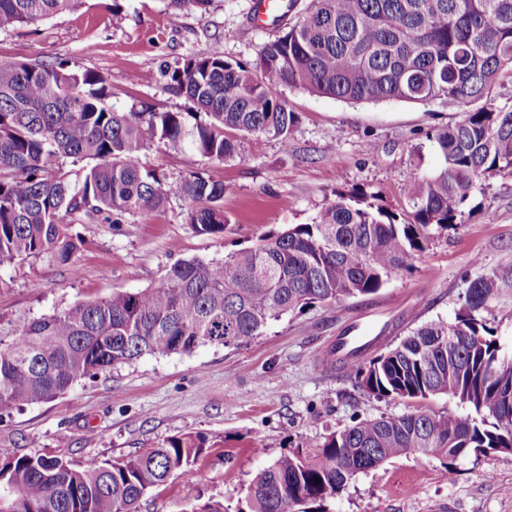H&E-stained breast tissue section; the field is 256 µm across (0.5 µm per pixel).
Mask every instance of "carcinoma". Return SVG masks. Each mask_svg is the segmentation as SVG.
Masks as SVG:
<instances>
[{
	"mask_svg": "<svg viewBox=\"0 0 512 512\" xmlns=\"http://www.w3.org/2000/svg\"><path fill=\"white\" fill-rule=\"evenodd\" d=\"M74 3L0 0V31L36 25ZM209 3L167 0L166 10L176 23ZM164 76L207 121L117 110L100 74L66 60H0V264L40 256L68 264L83 244L80 228L122 224L171 195L186 202L198 233H223L231 184L205 169L170 182L141 155L158 139L214 167L241 154L238 132L286 150L297 117L279 93L284 85L346 102L447 101L464 117L432 136L442 164L412 178L404 217L362 204L355 192L338 194L310 222L270 232L220 262L182 260L154 287L76 302L31 322L0 347V417L145 355L241 347L290 313L375 294L425 252L430 230L462 223L463 204L488 176L512 173V109L494 96L500 80H512V0H311L254 64L214 53ZM68 162L80 165L74 180L64 172ZM511 278H480L454 321L427 322L369 363L349 364L374 396L446 394L468 412L361 420L311 456L276 459L235 512H311L356 474L407 454L450 464L512 452V358L500 355L480 316ZM207 444L200 433L172 436L92 469L55 456L0 454V512H140L149 490L195 464Z\"/></svg>",
	"mask_w": 512,
	"mask_h": 512,
	"instance_id": "1",
	"label": "carcinoma"
}]
</instances>
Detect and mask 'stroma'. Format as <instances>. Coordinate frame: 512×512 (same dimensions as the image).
I'll return each mask as SVG.
<instances>
[{
	"label": "stroma",
	"mask_w": 512,
	"mask_h": 512,
	"mask_svg": "<svg viewBox=\"0 0 512 512\" xmlns=\"http://www.w3.org/2000/svg\"><path fill=\"white\" fill-rule=\"evenodd\" d=\"M252 2L211 0L206 14L187 10L173 25L162 0H81L37 25L0 32V60L62 58L74 69L103 75L116 108L188 112L191 103L168 90L160 67L212 53L254 63L281 26L256 27ZM279 92L298 117L288 146L245 135L241 155L213 170L233 187L224 197L222 234L197 233L187 204L173 196L119 228L87 225L69 264L42 256L0 265V344L75 302L158 284L176 261H220L265 233L308 223L338 191H360L369 202L408 214L411 177L442 163L432 136L462 117L457 106L439 101L345 102L288 86ZM142 161L171 181L201 165L161 141ZM463 211L462 224L433 230L411 268L377 293L287 315L242 347L147 355L79 381L55 401L0 418V453L46 454L88 468L201 433L211 443L208 452L150 490L140 512H193L206 502L230 512L280 456L312 454L354 421L457 410L445 394L417 402L374 397L344 368L324 363L322 354L356 325L377 339L358 354L369 361L424 322L454 320L473 282L512 270V175L490 176ZM482 316L501 354L512 356V292L489 303ZM453 470L448 481L441 461L403 456L356 475L323 508L512 512V453L470 454L454 461ZM487 473L492 481H484Z\"/></svg>",
	"instance_id": "1"
}]
</instances>
